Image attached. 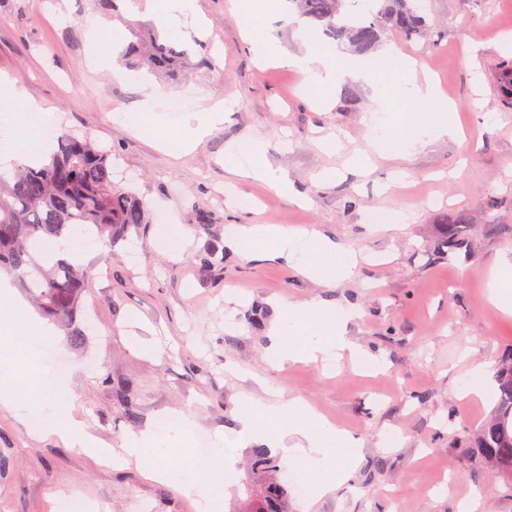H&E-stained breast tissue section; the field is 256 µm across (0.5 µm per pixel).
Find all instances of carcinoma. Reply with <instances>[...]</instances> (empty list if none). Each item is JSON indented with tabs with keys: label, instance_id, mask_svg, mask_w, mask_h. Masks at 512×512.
Returning <instances> with one entry per match:
<instances>
[{
	"label": "carcinoma",
	"instance_id": "carcinoma-1",
	"mask_svg": "<svg viewBox=\"0 0 512 512\" xmlns=\"http://www.w3.org/2000/svg\"><path fill=\"white\" fill-rule=\"evenodd\" d=\"M292 2L301 17L361 54L377 48L388 35L409 41L425 35V17L413 0H366V9L359 16L347 13L346 0ZM124 56L131 68L171 75L188 54L177 48L175 36L156 32L147 41L131 43ZM497 83L500 108L512 111V60L499 63ZM55 145L42 163L21 166L11 179L0 175V270L13 274L43 314L77 344L84 339L76 321L91 275L65 256L51 259L39 254L37 243L45 238L63 243L79 233H89L113 249L144 235L150 209L142 197L114 185L112 152L69 130L55 137ZM213 226L210 212H196V228L206 234L196 265L201 280L224 276V238ZM438 228L441 253L470 246L467 213L455 214ZM498 384V407L479 430L477 444L484 459L511 481L512 358L501 363ZM112 393L123 406L126 420L136 422L138 410L130 385L114 384ZM278 470V458L265 448L255 449L252 489L241 512H288V487L269 478Z\"/></svg>",
	"mask_w": 512,
	"mask_h": 512
}]
</instances>
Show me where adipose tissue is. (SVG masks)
<instances>
[{
    "instance_id": "adipose-tissue-1",
    "label": "adipose tissue",
    "mask_w": 512,
    "mask_h": 512,
    "mask_svg": "<svg viewBox=\"0 0 512 512\" xmlns=\"http://www.w3.org/2000/svg\"><path fill=\"white\" fill-rule=\"evenodd\" d=\"M148 7L155 13L158 27L164 33L188 25L195 27L200 23L195 0H148ZM248 42L258 58L271 59L300 69L314 86L324 92L335 87L337 80L347 73L378 70L388 75L408 67L405 58L392 48L362 60L346 58L336 50L315 47L308 48L301 55H286L280 53L270 27L263 23L254 26ZM401 100L412 111L410 134L399 144L403 148H411L430 137L457 136L458 127L453 116L455 107L451 104L440 105L438 90L430 78L420 79L409 74L401 89ZM223 110L224 105L219 102L204 112L185 113L181 120L183 133L176 142L177 149L186 153L192 151L220 122ZM399 145L391 141L386 130H379L368 141L369 154L360 155L357 164L365 166L370 154L382 155L395 150ZM51 149L49 127L0 128V167L10 168L16 160L31 162L41 159ZM257 150V144L250 141L229 145L224 151V163L234 168L236 174L243 178L263 182L281 192H289L287 175L267 159L244 162V154H253ZM224 238L235 245L274 240L277 256L294 262L303 273L320 282L348 278L357 265L354 254L340 249L322 236L281 226L235 224L226 229ZM0 302L10 305L8 311L0 313L1 349L12 351L15 338L21 335L31 337L36 342L56 341L53 328L33 316L24 305L14 301L9 288L0 289ZM350 317V312L336 313L315 301L300 306H283L282 323L274 330L275 340L269 351L271 362L280 365L302 356L324 363L334 362L341 352L355 348L354 343L345 338L342 330ZM249 404L280 422L281 430L273 438L272 445L289 462H296L300 458L307 461L310 471L316 475L312 488L314 496L321 497L333 490V482L325 477L331 466H338L341 472L347 473L357 465L361 454L357 444L342 429L322 424L316 413L299 399L292 398L276 405H267L253 398ZM52 431L69 447L98 452L106 462L115 459L138 460L143 455L145 445H153L156 452L160 453L170 442L169 437L146 430L126 438L121 452L109 448L99 449L85 433L83 426L68 416L54 424ZM228 462L223 449L218 448L207 462L195 464L194 476H187L180 463L164 468L150 467L146 473L155 479L181 484L189 493L198 491L204 485L210 493L218 494L223 489L224 469Z\"/></svg>"
}]
</instances>
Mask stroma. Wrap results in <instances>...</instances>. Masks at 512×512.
<instances>
[{
  "label": "stroma",
  "mask_w": 512,
  "mask_h": 512,
  "mask_svg": "<svg viewBox=\"0 0 512 512\" xmlns=\"http://www.w3.org/2000/svg\"><path fill=\"white\" fill-rule=\"evenodd\" d=\"M118 15L101 18L99 38L114 31L134 40L153 17L145 0H117ZM204 26L182 35L206 43L212 68L159 79L94 61L86 19L92 0H0V76L18 80L30 107L55 127L89 135L112 152L114 180L152 203L146 242L116 246L82 239L77 249L91 271L79 318L90 326L82 344L59 335L51 350L70 364L63 406L102 448L120 447L132 432L160 418H187L212 445L224 446L234 476L224 486L233 512L248 497L253 451L268 447L279 426L239 440L247 397L267 404L306 402L361 442L350 474L318 500L289 497L288 512H512V483L481 457L475 437L493 413L496 372L512 352V317L490 298L501 260L512 261V112L502 111L496 64L512 57L502 42L512 32V0H426L424 69L456 104L464 134L439 138L367 169L352 159L366 147L385 88L378 76L341 78L329 108H320L303 74L258 64L242 37L230 0H196ZM154 93L148 117L138 115ZM183 94L191 111L226 104L224 121L189 153L165 145L179 126L166 103ZM151 122V134L142 131ZM342 146L328 150L327 136ZM250 139L288 176L290 194L245 180L224 166L226 144ZM255 198L225 203V188ZM499 206L488 210V198ZM216 223L277 224L315 232L362 256L355 276L322 284L295 265L229 249L224 278L195 274L204 240L197 209ZM406 214L396 229L367 223L371 209ZM472 222L470 250L437 253L438 226L457 210ZM178 224L181 244L159 238L160 224ZM318 301L356 309L346 334L384 366L366 373L343 359L335 367L298 361L280 367L266 355L281 305ZM268 316L253 328L248 313ZM485 366L488 397L474 398L467 418L461 390L473 364ZM137 394L138 420L124 421L114 383ZM29 410H0V512H63L72 497L94 512H198L200 497L176 483L147 478L140 464L105 465L29 427Z\"/></svg>",
  "instance_id": "35a3bbf8"
}]
</instances>
